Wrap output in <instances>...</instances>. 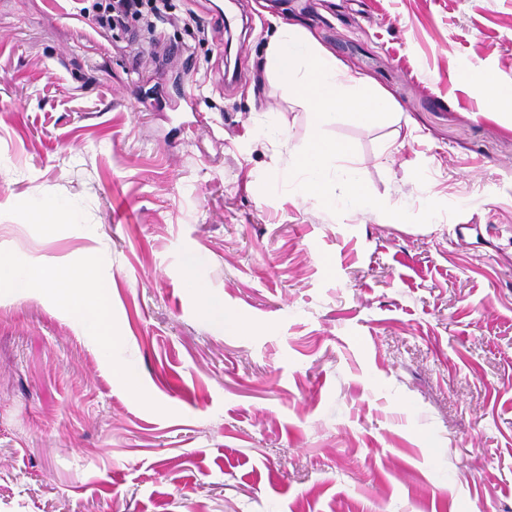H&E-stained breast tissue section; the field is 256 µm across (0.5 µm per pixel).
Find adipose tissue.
Returning a JSON list of instances; mask_svg holds the SVG:
<instances>
[{
  "label": "adipose tissue",
  "instance_id": "obj_1",
  "mask_svg": "<svg viewBox=\"0 0 512 512\" xmlns=\"http://www.w3.org/2000/svg\"><path fill=\"white\" fill-rule=\"evenodd\" d=\"M0 282L54 297L88 328L105 355H112L116 343L110 324L111 274L89 263L68 275L54 265L36 263L18 253H0Z\"/></svg>",
  "mask_w": 512,
  "mask_h": 512
}]
</instances>
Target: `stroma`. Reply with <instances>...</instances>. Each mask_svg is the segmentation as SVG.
Returning <instances> with one entry per match:
<instances>
[{"label": "stroma", "mask_w": 512, "mask_h": 512, "mask_svg": "<svg viewBox=\"0 0 512 512\" xmlns=\"http://www.w3.org/2000/svg\"><path fill=\"white\" fill-rule=\"evenodd\" d=\"M172 4L151 58L0 0V252L111 273L117 342L0 287V512H512V0ZM282 23L391 108L323 124L369 191L459 215L263 191L314 128L267 83ZM203 267L196 262L187 266L185 278L193 288H199L201 297V309L203 314L213 320L230 323L231 318L224 313V300L218 296L209 294L204 288Z\"/></svg>", "instance_id": "1"}]
</instances>
